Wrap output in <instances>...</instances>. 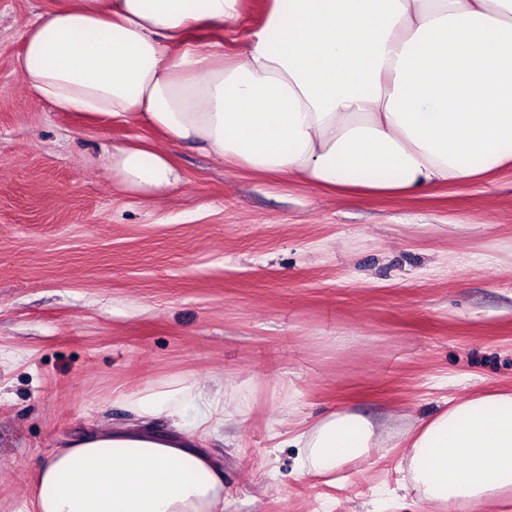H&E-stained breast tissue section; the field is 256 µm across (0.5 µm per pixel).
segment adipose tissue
I'll list each match as a JSON object with an SVG mask.
<instances>
[{
  "mask_svg": "<svg viewBox=\"0 0 512 512\" xmlns=\"http://www.w3.org/2000/svg\"><path fill=\"white\" fill-rule=\"evenodd\" d=\"M72 0L26 23L15 68L61 112L138 118L245 172L344 197L419 196L512 166V0ZM214 38L199 45L195 32ZM243 32L241 46L224 36ZM126 193L161 201L182 180L165 149L107 146ZM194 400L192 427L178 397ZM39 469L34 512H223L224 476L200 444L224 422L194 387L130 402ZM166 417L169 432L151 419ZM329 476L368 458L378 423L338 411L291 439ZM410 485L436 512L512 499V391L466 396L409 432Z\"/></svg>",
  "mask_w": 512,
  "mask_h": 512,
  "instance_id": "obj_1",
  "label": "adipose tissue"
}]
</instances>
